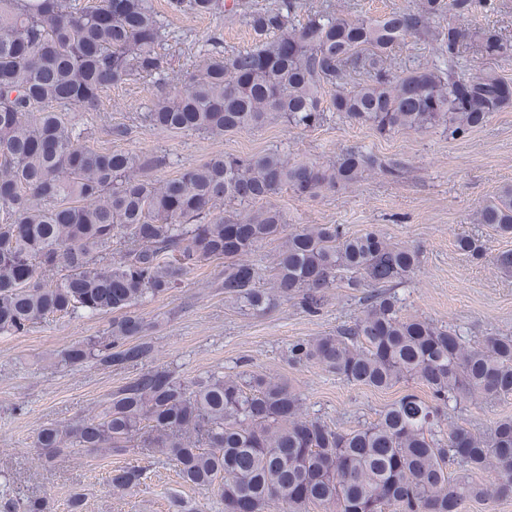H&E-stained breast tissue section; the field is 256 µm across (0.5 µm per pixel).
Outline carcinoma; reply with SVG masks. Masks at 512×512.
Segmentation results:
<instances>
[{"label":"carcinoma","instance_id":"cac0c4a2","mask_svg":"<svg viewBox=\"0 0 512 512\" xmlns=\"http://www.w3.org/2000/svg\"><path fill=\"white\" fill-rule=\"evenodd\" d=\"M170 6L190 15L239 13L266 41L229 56L214 47L174 81L157 51L165 28L151 0H0V335H24L58 314H111L106 333L61 349L55 360L122 370L154 352L134 308L181 285L202 262L224 261V297L253 315L288 301L315 315L345 273L347 287L371 289L361 315L334 334L292 344L291 360L374 389L412 381L430 399L408 391L376 421L341 430L305 413L286 381L247 371L186 381L149 368L113 392L101 413L43 426L44 458L144 448L174 462L184 482L216 492L224 512H460L466 500L512 497V418L478 438L449 413L465 401L512 396V336H486L472 347L456 329L402 314L393 288L420 270L418 248L375 232L348 235L338 224L290 230L279 210L257 206L284 189L311 198L398 167L360 149L327 165L277 150L219 153L154 181L143 172L168 157L98 152L66 112H96L104 89L145 74L160 95L144 118L161 131L222 136L278 122L307 131L334 113L382 135L441 128L464 138L512 102L507 79L461 73L465 30L434 33L437 56L402 74L387 59L406 37L429 33L433 18L492 12L495 0H420L380 20L316 10L303 23L297 0L262 10L242 0L229 9L225 0ZM481 50L509 58L512 41L487 31ZM356 73L366 80L347 87ZM327 86L336 88L329 101ZM479 222L512 234V189L485 205ZM271 240L280 247L267 289L249 256ZM115 245L122 257L111 263ZM457 247L474 259L486 252L469 235ZM487 470L492 481L477 479ZM142 478L141 467L127 466L110 485L124 491ZM0 512L49 506L4 491Z\"/></svg>","mask_w":512,"mask_h":512}]
</instances>
